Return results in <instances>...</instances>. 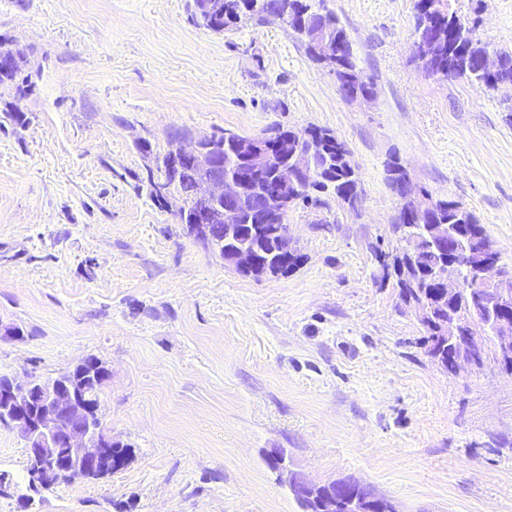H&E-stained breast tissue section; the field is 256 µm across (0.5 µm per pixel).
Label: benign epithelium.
I'll return each mask as SVG.
<instances>
[{
  "label": "benign epithelium",
  "instance_id": "7a95c632",
  "mask_svg": "<svg viewBox=\"0 0 512 512\" xmlns=\"http://www.w3.org/2000/svg\"><path fill=\"white\" fill-rule=\"evenodd\" d=\"M204 135L190 148L178 147L177 158L190 163L198 172L197 196L209 204L200 213L197 222L205 232L206 246H211V225L227 218L229 205L248 192L250 179L224 174V156L209 145ZM241 154L252 159V172L259 173L270 163V154L281 146L271 137H239L236 140ZM286 184L294 193L308 185L315 167L308 152H293L286 167ZM400 213L404 220L424 217L431 209L433 198L411 188V178L404 181L398 193ZM262 228L272 239L273 253L285 262L295 251L288 235L286 211L268 206L257 209ZM432 246L441 253L453 252L454 257L438 262L431 271L433 279L445 288L442 299L459 292L476 290L481 294V311L492 317V332L499 363L512 372V319L504 313L512 310V275L501 264L498 252L471 241L461 248L443 228L432 240ZM224 263L236 272L255 278L266 275V262L247 249H236L224 254ZM434 334L448 340V354L435 344L429 345L431 358L441 363L448 358V368L456 371L463 366L478 368L484 363L482 343L477 336L465 335L463 324L457 319L444 320L433 326ZM86 374L75 375L65 370L54 377H29L20 382L6 377L0 384V426L16 432L25 442L28 466V487L34 490L50 481L85 478L103 470H112V445L102 421L100 408L86 396L83 384ZM275 470L288 476V487L298 498L319 501L316 512H336V491L357 482L347 479H329L314 483L303 474L289 468L288 459L277 448L266 451ZM365 495L352 498L354 512H374L380 496L367 485H361Z\"/></svg>",
  "mask_w": 512,
  "mask_h": 512
}]
</instances>
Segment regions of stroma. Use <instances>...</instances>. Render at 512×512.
I'll list each match as a JSON object with an SVG mask.
<instances>
[{
  "mask_svg": "<svg viewBox=\"0 0 512 512\" xmlns=\"http://www.w3.org/2000/svg\"><path fill=\"white\" fill-rule=\"evenodd\" d=\"M493 52L512 0H443ZM375 84L350 102L285 24L218 34L190 0H0V39L34 88L0 96V375L51 377L88 356L110 370L106 431L130 448L102 479L27 493L24 443L0 427V512H302L264 453L319 482L370 486L397 512H512V374L451 373L382 282L400 202L387 167L460 202L512 267V87L424 74L415 0H323ZM21 121H13L9 108ZM330 130L363 181L357 208L296 205L303 256L253 278L159 207L171 139ZM17 327L21 339L5 338Z\"/></svg>",
  "mask_w": 512,
  "mask_h": 512,
  "instance_id": "obj_1",
  "label": "stroma"
}]
</instances>
